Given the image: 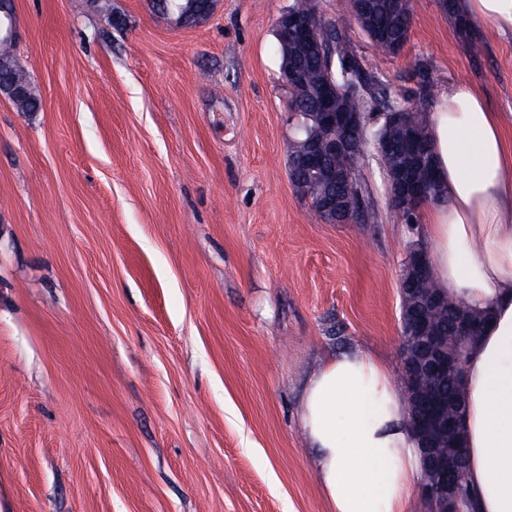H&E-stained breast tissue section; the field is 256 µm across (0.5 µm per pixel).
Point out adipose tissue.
<instances>
[{
    "instance_id": "adipose-tissue-1",
    "label": "adipose tissue",
    "mask_w": 512,
    "mask_h": 512,
    "mask_svg": "<svg viewBox=\"0 0 512 512\" xmlns=\"http://www.w3.org/2000/svg\"><path fill=\"white\" fill-rule=\"evenodd\" d=\"M458 14L512 31V0H456ZM442 196L422 215L438 284L491 324L464 363L463 512H512V144L500 113L461 82L430 119ZM405 393L374 351L332 352L304 386L299 425L330 512H409L422 464Z\"/></svg>"
}]
</instances>
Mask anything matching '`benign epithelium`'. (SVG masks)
<instances>
[{
  "mask_svg": "<svg viewBox=\"0 0 512 512\" xmlns=\"http://www.w3.org/2000/svg\"><path fill=\"white\" fill-rule=\"evenodd\" d=\"M213 7L211 0L208 9L203 12L192 16L169 13L166 20L176 27L189 21L200 23L210 15ZM275 28L285 49L288 48L290 33L298 42L311 41L321 33L317 23L291 9L276 18ZM16 38L15 16L8 12L6 17H0V43L10 45L15 43ZM282 77L289 93H295L303 85V68L286 61ZM337 92L336 82L328 77L317 88V120L325 135L318 140L307 141L299 157L290 165V177L295 186L302 184L303 176L309 171L319 170L323 173L329 191L316 201L321 214H334L340 208L341 198L336 195V186L354 187V177L362 162L360 157L355 156L350 167L342 172L324 167L326 154L347 150L365 133L364 114L341 110L336 105ZM420 194L421 190L414 191L407 184L398 183L395 190L388 194L389 204L392 207L397 203L411 207ZM404 268L405 274L399 282L403 328L402 368L411 383L407 399L422 457L421 488L429 512H453L460 495L461 457L459 446L449 441V437L462 429L461 413L465 400L461 395H444L439 385L421 387L417 381L431 376L442 382L461 383L460 347L448 344V337L437 332L428 319L433 309L443 303V296L439 293L424 296L408 287L411 282L433 273L427 249L417 247L410 251ZM445 446L450 447L446 453L441 451ZM445 479L448 480L447 489L437 498L429 496L431 485Z\"/></svg>",
  "mask_w": 512,
  "mask_h": 512,
  "instance_id": "1",
  "label": "benign epithelium"
}]
</instances>
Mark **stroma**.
<instances>
[{
  "mask_svg": "<svg viewBox=\"0 0 512 512\" xmlns=\"http://www.w3.org/2000/svg\"><path fill=\"white\" fill-rule=\"evenodd\" d=\"M220 0L192 28L148 0H15L42 97H0V512H329L298 424L329 352L401 361L420 222L377 160L365 224L316 219L288 173L275 19ZM366 73L428 108L466 81L512 119V32L414 0L398 56L346 15Z\"/></svg>",
  "mask_w": 512,
  "mask_h": 512,
  "instance_id": "stroma-1",
  "label": "stroma"
}]
</instances>
